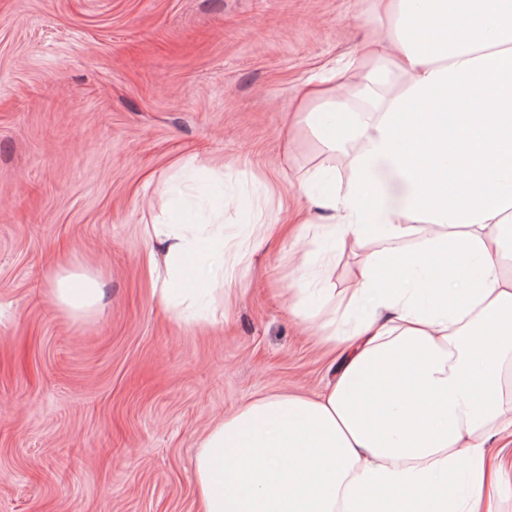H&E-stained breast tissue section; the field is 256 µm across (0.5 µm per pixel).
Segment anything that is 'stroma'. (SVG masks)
Here are the masks:
<instances>
[{
    "instance_id": "stroma-1",
    "label": "stroma",
    "mask_w": 512,
    "mask_h": 512,
    "mask_svg": "<svg viewBox=\"0 0 512 512\" xmlns=\"http://www.w3.org/2000/svg\"><path fill=\"white\" fill-rule=\"evenodd\" d=\"M373 0H0V512H197L196 448L250 398L322 393L340 359L292 309L303 254L256 245L319 162L297 96L370 33ZM210 189L178 214L177 197ZM224 235L200 326L163 311L157 224ZM353 246L318 291L353 282ZM95 312L53 304L58 267ZM50 296L55 304L71 314L88 312L103 299L100 280L90 274L56 273Z\"/></svg>"
}]
</instances>
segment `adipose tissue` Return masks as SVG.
<instances>
[{
	"mask_svg": "<svg viewBox=\"0 0 512 512\" xmlns=\"http://www.w3.org/2000/svg\"><path fill=\"white\" fill-rule=\"evenodd\" d=\"M308 97L321 161L297 221L366 250L315 324L342 361L325 392L214 425L198 512H481L486 441L512 434V0H380L371 40ZM155 235L160 304L205 294L223 234ZM50 296L79 314L104 292L71 273Z\"/></svg>",
	"mask_w": 512,
	"mask_h": 512,
	"instance_id": "obj_1",
	"label": "adipose tissue"
}]
</instances>
